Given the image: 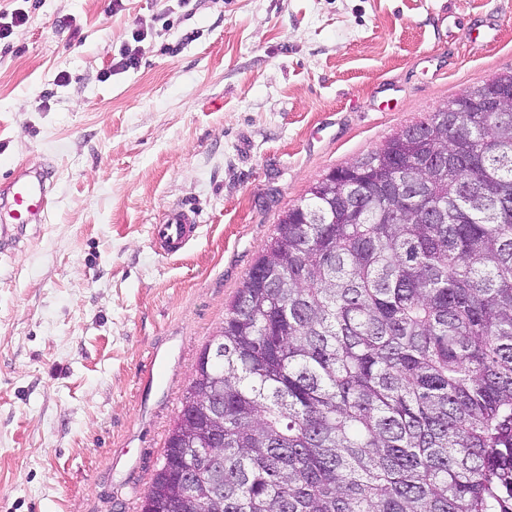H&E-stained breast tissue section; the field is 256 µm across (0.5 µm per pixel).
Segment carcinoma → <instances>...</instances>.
I'll return each instance as SVG.
<instances>
[{"label": "carcinoma", "mask_w": 512, "mask_h": 512, "mask_svg": "<svg viewBox=\"0 0 512 512\" xmlns=\"http://www.w3.org/2000/svg\"><path fill=\"white\" fill-rule=\"evenodd\" d=\"M366 158L309 188L323 223L278 218L156 512H512V120L433 112Z\"/></svg>", "instance_id": "carcinoma-1"}]
</instances>
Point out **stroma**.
Instances as JSON below:
<instances>
[{
	"label": "stroma",
	"mask_w": 512,
	"mask_h": 512,
	"mask_svg": "<svg viewBox=\"0 0 512 512\" xmlns=\"http://www.w3.org/2000/svg\"><path fill=\"white\" fill-rule=\"evenodd\" d=\"M17 9L0 184L43 174L53 206L0 237V512H139L279 214L511 72L512 0H0V21ZM182 205L199 233L171 258L151 227Z\"/></svg>",
	"instance_id": "35a3bbf8"
}]
</instances>
